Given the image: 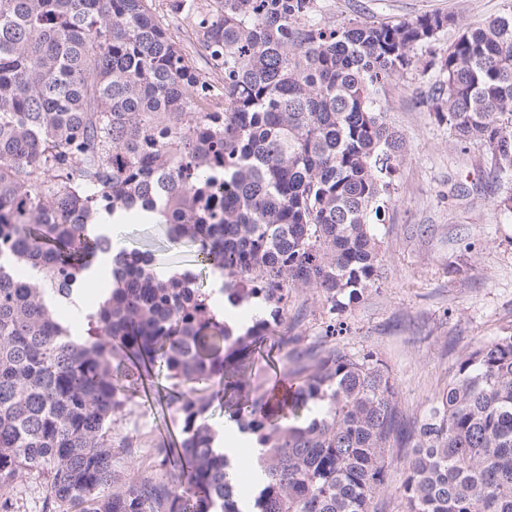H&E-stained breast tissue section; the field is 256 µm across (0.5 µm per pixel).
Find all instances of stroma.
<instances>
[{
    "label": "stroma",
    "mask_w": 512,
    "mask_h": 512,
    "mask_svg": "<svg viewBox=\"0 0 512 512\" xmlns=\"http://www.w3.org/2000/svg\"><path fill=\"white\" fill-rule=\"evenodd\" d=\"M322 27L349 21L397 22L425 13L453 15L456 26L416 46L417 68L379 91L387 118L406 140L392 200L380 226L386 280L344 315L348 334L330 337L328 308L311 290L288 305V334L300 347L366 348L389 366L408 422L422 419L446 389L460 358L503 332H512V176H496L480 144L456 143L429 115L428 91L439 58L464 26L512 8V0H321ZM180 425L171 400L137 395L112 417L114 465L128 475L164 477L161 449L173 447Z\"/></svg>",
    "instance_id": "obj_1"
}]
</instances>
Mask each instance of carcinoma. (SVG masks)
Wrapping results in <instances>:
<instances>
[{
    "label": "carcinoma",
    "mask_w": 512,
    "mask_h": 512,
    "mask_svg": "<svg viewBox=\"0 0 512 512\" xmlns=\"http://www.w3.org/2000/svg\"><path fill=\"white\" fill-rule=\"evenodd\" d=\"M0 0V512L21 470L43 512H373L389 448L414 442L407 512H512V333L468 352L409 428L374 352L291 349L295 385L257 393L251 368L295 288L342 314L380 288L379 225L405 141L379 88L415 45L455 25L310 23L317 0ZM430 115L512 175V10L464 28L438 60ZM156 212L166 248L259 315L236 336L199 275L167 279L153 243L97 230L104 212ZM112 289L76 334L59 304L98 258ZM175 400L167 479L112 468V414L146 380ZM261 447L241 494L212 448L214 402ZM317 417L295 423L309 406Z\"/></svg>",
    "instance_id": "obj_1"
}]
</instances>
